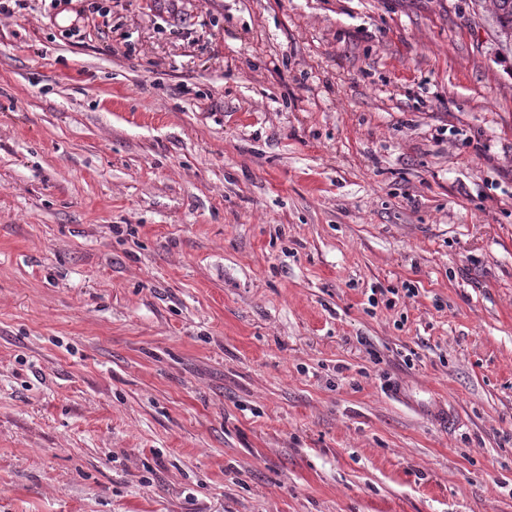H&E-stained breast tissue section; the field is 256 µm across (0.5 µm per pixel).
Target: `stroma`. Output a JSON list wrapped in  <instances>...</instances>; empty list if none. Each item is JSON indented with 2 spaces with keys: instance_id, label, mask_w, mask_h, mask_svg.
Segmentation results:
<instances>
[{
  "instance_id": "1",
  "label": "stroma",
  "mask_w": 512,
  "mask_h": 512,
  "mask_svg": "<svg viewBox=\"0 0 512 512\" xmlns=\"http://www.w3.org/2000/svg\"><path fill=\"white\" fill-rule=\"evenodd\" d=\"M100 2L0 14V512H512L495 0Z\"/></svg>"
}]
</instances>
